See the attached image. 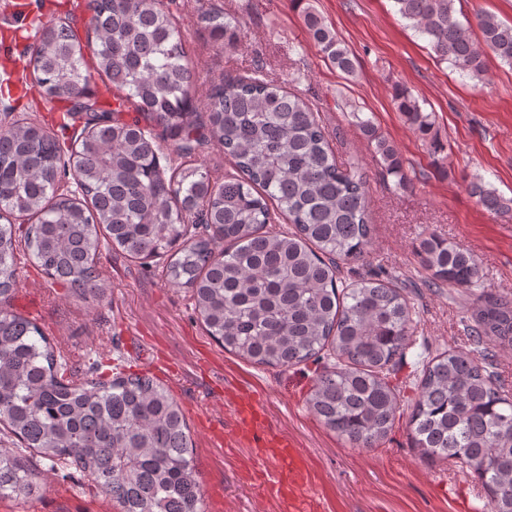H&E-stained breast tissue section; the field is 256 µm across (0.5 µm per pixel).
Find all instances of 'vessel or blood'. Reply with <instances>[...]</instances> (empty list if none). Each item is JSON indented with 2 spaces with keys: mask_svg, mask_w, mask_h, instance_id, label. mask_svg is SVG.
<instances>
[{
  "mask_svg": "<svg viewBox=\"0 0 512 512\" xmlns=\"http://www.w3.org/2000/svg\"><path fill=\"white\" fill-rule=\"evenodd\" d=\"M230 399L235 405L233 433L228 436L222 429H213L214 440L230 442L235 448L249 447L256 456L267 457L268 464L260 473L262 489L269 497L279 499L286 512H319L317 477L296 444L269 427L253 393L239 389Z\"/></svg>",
  "mask_w": 512,
  "mask_h": 512,
  "instance_id": "obj_1",
  "label": "vessel or blood"
}]
</instances>
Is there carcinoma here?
I'll return each instance as SVG.
<instances>
[{"label": "carcinoma", "mask_w": 512, "mask_h": 512, "mask_svg": "<svg viewBox=\"0 0 512 512\" xmlns=\"http://www.w3.org/2000/svg\"><path fill=\"white\" fill-rule=\"evenodd\" d=\"M302 18L324 57L351 75L354 58L311 0ZM401 18L427 39L441 61L473 79L486 73L484 49L512 65V24L479 13L483 45L471 23L454 16V0H393ZM98 70L120 92L112 108L85 99L91 79L81 41L67 23L47 27L33 59V83L48 101H74L65 116L85 115V134L62 159L57 134L35 122L0 128V212L33 219L24 251L48 276L80 296L103 297L96 268L101 243L129 257L169 256L168 281L191 291L209 334L254 364L286 367L326 353L330 362L307 399L324 426L356 448L390 433L399 395L389 381L417 321L395 283L346 281L342 265L367 254L373 225L368 186L355 163L339 165L330 134L309 103L260 70L224 76L211 88L207 121L190 108L194 72L164 0H89ZM201 21L224 49L239 46V25L221 12ZM397 108L421 134L434 127L407 90ZM134 112L131 119L126 112ZM354 125L373 147L383 179L405 189L403 160L369 118ZM179 139L190 155L217 142L238 175L218 185L202 165L166 173L153 127ZM72 171L81 197L58 192ZM488 211L512 213V199L469 183ZM291 228L273 232L271 208ZM13 225H0V426L20 447L0 448V498H32L42 470H75L112 499L119 512H203V493L186 417L152 378L128 373L97 354L75 368L33 321L17 314ZM428 286L482 287L474 255L435 234L423 238ZM475 348L448 351L423 369L409 424L426 459L463 466L482 482L490 512H512V398L476 346L512 345V299L480 303L467 325Z\"/></svg>", "instance_id": "1"}]
</instances>
